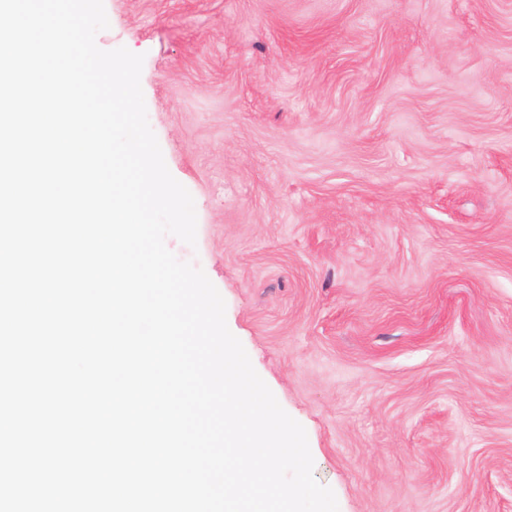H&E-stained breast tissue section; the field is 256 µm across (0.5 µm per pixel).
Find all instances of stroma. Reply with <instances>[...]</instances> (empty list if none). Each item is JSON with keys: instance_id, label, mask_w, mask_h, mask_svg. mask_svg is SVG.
<instances>
[{"instance_id": "35a3bbf8", "label": "stroma", "mask_w": 512, "mask_h": 512, "mask_svg": "<svg viewBox=\"0 0 512 512\" xmlns=\"http://www.w3.org/2000/svg\"><path fill=\"white\" fill-rule=\"evenodd\" d=\"M104 5L339 512H512V0Z\"/></svg>"}]
</instances>
